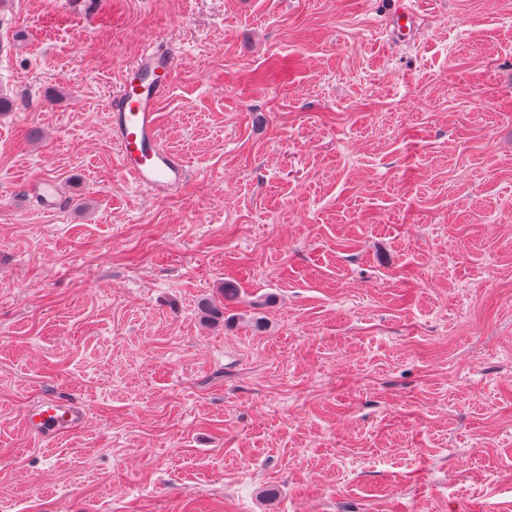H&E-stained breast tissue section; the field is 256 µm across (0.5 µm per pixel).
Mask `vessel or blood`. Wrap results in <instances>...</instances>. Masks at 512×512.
<instances>
[{"mask_svg":"<svg viewBox=\"0 0 512 512\" xmlns=\"http://www.w3.org/2000/svg\"><path fill=\"white\" fill-rule=\"evenodd\" d=\"M393 22L396 31L412 30L416 22L412 0H397ZM173 77V55L155 46L148 47L124 68L108 99L109 131L117 148L120 172L158 196L183 184L186 175L184 160L167 151L161 142L158 104ZM34 195L49 213L63 204L59 187L50 178L35 181ZM83 422L79 408L58 397L44 398L26 417L29 431L44 439L68 434Z\"/></svg>","mask_w":512,"mask_h":512,"instance_id":"1","label":"vessel or blood"}]
</instances>
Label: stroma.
Here are the masks:
<instances>
[{
	"instance_id": "35a3bbf8",
	"label": "stroma",
	"mask_w": 512,
	"mask_h": 512,
	"mask_svg": "<svg viewBox=\"0 0 512 512\" xmlns=\"http://www.w3.org/2000/svg\"><path fill=\"white\" fill-rule=\"evenodd\" d=\"M77 2L0 0V512H512V0ZM152 43L164 197L107 111ZM416 13L413 8V2L410 0H398L394 11V27L398 35L405 36L409 33L416 22ZM407 33H403L406 31ZM34 195L40 206L48 213L59 210L63 204L59 187L50 178H39L35 181ZM84 416L71 401L58 397H47L38 402L27 417L26 424L31 433L52 439L79 429Z\"/></svg>"
}]
</instances>
